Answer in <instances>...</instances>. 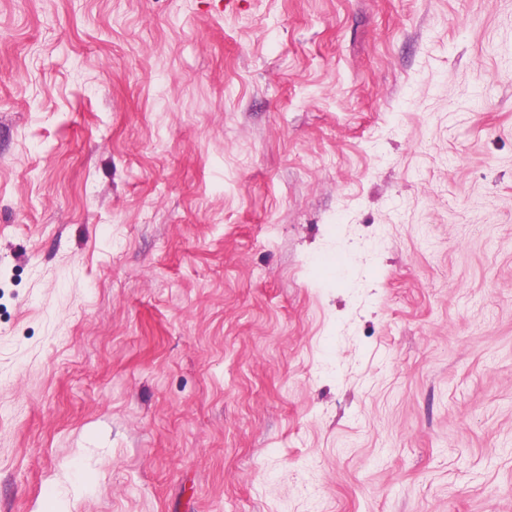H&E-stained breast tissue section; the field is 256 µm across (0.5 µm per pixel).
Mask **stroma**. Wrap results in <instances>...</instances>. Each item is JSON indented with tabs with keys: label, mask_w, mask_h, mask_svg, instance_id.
Here are the masks:
<instances>
[{
	"label": "stroma",
	"mask_w": 512,
	"mask_h": 512,
	"mask_svg": "<svg viewBox=\"0 0 512 512\" xmlns=\"http://www.w3.org/2000/svg\"><path fill=\"white\" fill-rule=\"evenodd\" d=\"M0 512H512V0H0Z\"/></svg>",
	"instance_id": "obj_1"
}]
</instances>
